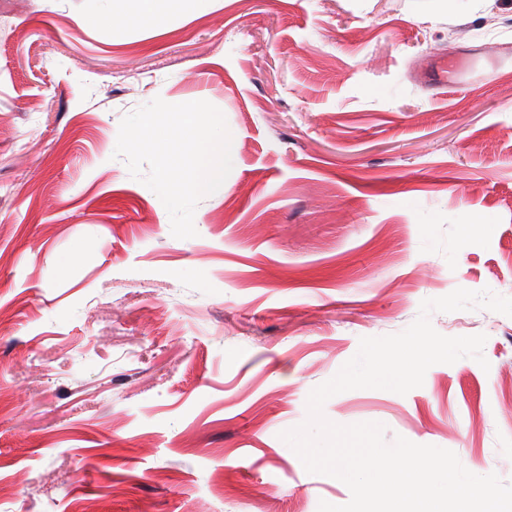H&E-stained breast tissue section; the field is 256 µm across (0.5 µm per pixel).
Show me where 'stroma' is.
I'll return each instance as SVG.
<instances>
[{"label": "stroma", "mask_w": 512, "mask_h": 512, "mask_svg": "<svg viewBox=\"0 0 512 512\" xmlns=\"http://www.w3.org/2000/svg\"><path fill=\"white\" fill-rule=\"evenodd\" d=\"M0 0V512H318L340 480L280 432L364 337L457 288L512 297V0ZM441 56L459 84L421 77ZM202 99L235 143L175 238L115 157L122 117ZM470 225L462 233V225ZM488 367L323 412L512 482V317ZM124 19L132 23H154L162 19L175 0H119Z\"/></svg>", "instance_id": "1"}]
</instances>
